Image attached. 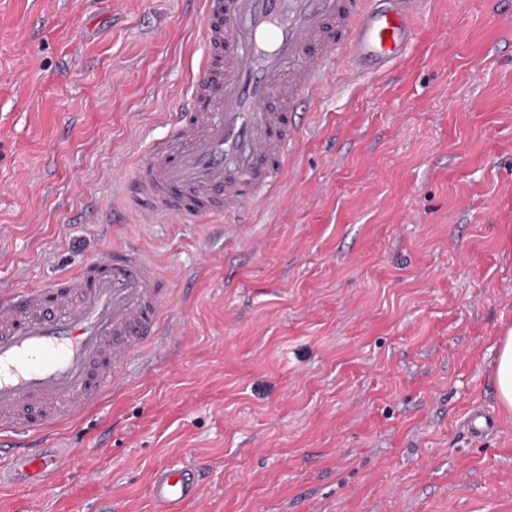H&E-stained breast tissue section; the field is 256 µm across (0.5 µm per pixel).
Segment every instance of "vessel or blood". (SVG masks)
<instances>
[{
	"mask_svg": "<svg viewBox=\"0 0 512 512\" xmlns=\"http://www.w3.org/2000/svg\"><path fill=\"white\" fill-rule=\"evenodd\" d=\"M428 0H203L201 78L168 138L152 143L123 181L142 221L235 217L284 178L305 106L323 99L338 65L349 78L388 71L407 53ZM171 282L137 244L123 242L50 286L0 284V484L51 485L73 449L56 430L100 406L131 362L168 335ZM202 475L156 469L159 512H186Z\"/></svg>",
	"mask_w": 512,
	"mask_h": 512,
	"instance_id": "vessel-or-blood-1",
	"label": "vessel or blood"
}]
</instances>
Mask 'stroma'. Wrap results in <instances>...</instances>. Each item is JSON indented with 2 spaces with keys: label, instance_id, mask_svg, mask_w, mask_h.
Listing matches in <instances>:
<instances>
[{
  "label": "stroma",
  "instance_id": "obj_1",
  "mask_svg": "<svg viewBox=\"0 0 512 512\" xmlns=\"http://www.w3.org/2000/svg\"><path fill=\"white\" fill-rule=\"evenodd\" d=\"M431 0L405 58L312 106L298 158L242 235L101 221L170 135L203 52L200 0H0V281L134 239L178 291L150 371L58 437L47 487L0 512H512V11ZM498 420L482 440L472 408ZM495 369V388L500 405L512 412V328L505 331L499 342ZM201 484V472L195 468H158L149 479L150 497L161 512H185L198 501Z\"/></svg>",
  "mask_w": 512,
  "mask_h": 512
}]
</instances>
